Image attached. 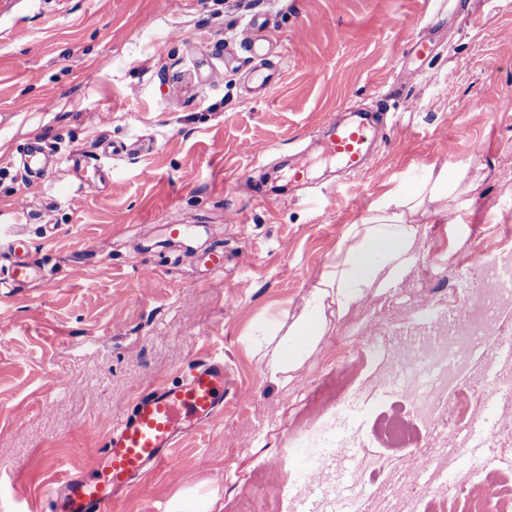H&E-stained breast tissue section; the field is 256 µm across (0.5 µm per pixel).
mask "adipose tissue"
<instances>
[{
  "label": "adipose tissue",
  "instance_id": "obj_1",
  "mask_svg": "<svg viewBox=\"0 0 512 512\" xmlns=\"http://www.w3.org/2000/svg\"><path fill=\"white\" fill-rule=\"evenodd\" d=\"M467 175L464 167L429 169L411 188L388 190L360 222L347 228L301 312L290 323L271 327L277 342L264 348L263 372L272 383L288 384L316 350L329 329L327 307H335L342 316L367 297L397 288L419 253L421 209L425 203L458 194Z\"/></svg>",
  "mask_w": 512,
  "mask_h": 512
}]
</instances>
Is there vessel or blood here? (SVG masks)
I'll use <instances>...</instances> for the list:
<instances>
[{
    "mask_svg": "<svg viewBox=\"0 0 512 512\" xmlns=\"http://www.w3.org/2000/svg\"><path fill=\"white\" fill-rule=\"evenodd\" d=\"M371 112L357 113L355 121L337 128L326 143V153L350 171L366 165ZM27 177L42 179L49 160L39 144L23 152ZM11 264L0 272V325L11 319L8 301L22 285L45 278V271L27 259L28 245L15 237L7 246ZM230 377L223 357L198 360L174 386L154 385L142 390L95 451L91 469H67L44 497L42 512H112L147 472L170 464L180 442L207 426L224 408Z\"/></svg>",
    "mask_w": 512,
    "mask_h": 512,
    "instance_id": "b4317fda",
    "label": "vessel or blood"
}]
</instances>
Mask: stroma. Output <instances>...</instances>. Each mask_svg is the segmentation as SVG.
<instances>
[{"label":"stroma","instance_id":"35a3bbf8","mask_svg":"<svg viewBox=\"0 0 512 512\" xmlns=\"http://www.w3.org/2000/svg\"><path fill=\"white\" fill-rule=\"evenodd\" d=\"M418 37L431 53L400 80L393 63ZM258 72L273 76L261 94ZM508 97L512 0H0V242L24 235L52 273L19 288L0 333V462L22 494L35 501L56 465L91 464L139 387L216 354L235 387L223 412L117 512H236L259 489L266 512L295 496L336 512L342 490L377 512L391 481L362 459L408 482L434 466L429 432L415 448L376 436L404 400L373 384L388 334L459 310L473 259L512 226V111L486 109ZM357 109L379 122L368 171L352 175L325 158L322 127ZM34 142L54 160L38 185L15 179ZM444 165L467 168L466 191L426 204L404 281L332 317L288 385L271 384L267 327L301 310L369 203ZM81 166L101 171L93 189ZM170 224L201 233L186 250ZM208 250L223 276L196 263ZM350 370L344 397L309 416ZM339 436L350 460L326 453Z\"/></svg>","mask_w":512,"mask_h":512}]
</instances>
